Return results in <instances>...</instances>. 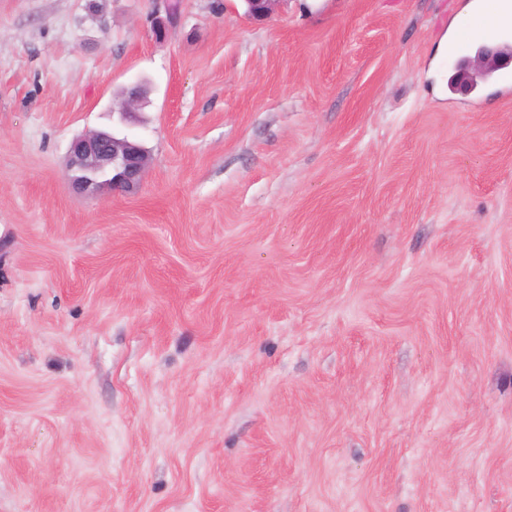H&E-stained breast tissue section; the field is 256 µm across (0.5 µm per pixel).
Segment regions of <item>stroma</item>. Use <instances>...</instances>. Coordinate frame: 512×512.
<instances>
[{"label":"stroma","mask_w":512,"mask_h":512,"mask_svg":"<svg viewBox=\"0 0 512 512\" xmlns=\"http://www.w3.org/2000/svg\"><path fill=\"white\" fill-rule=\"evenodd\" d=\"M462 3L0 0V512H512V96L427 77ZM88 130L136 189L72 191ZM145 98V90L139 82L127 87L125 98L121 101L118 108L122 119L132 122L144 104ZM147 167V152L139 142L96 130L76 136L65 160L72 189L91 195L131 191L139 186Z\"/></svg>","instance_id":"stroma-1"}]
</instances>
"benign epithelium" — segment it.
<instances>
[{"instance_id": "benign-epithelium-1", "label": "benign epithelium", "mask_w": 512, "mask_h": 512, "mask_svg": "<svg viewBox=\"0 0 512 512\" xmlns=\"http://www.w3.org/2000/svg\"><path fill=\"white\" fill-rule=\"evenodd\" d=\"M246 14L253 20L266 18L275 0H243ZM165 16H155L152 30L162 38L172 18L170 0H163ZM512 61V52L494 47H483L477 54L461 62L453 89L473 91L478 81L487 79L500 67ZM146 93L140 83L127 87L118 112L123 120L131 122L145 102ZM148 167L145 148L128 137H116L102 131H86L76 136L67 151L65 168L69 183L78 193L128 192L139 186Z\"/></svg>"}]
</instances>
